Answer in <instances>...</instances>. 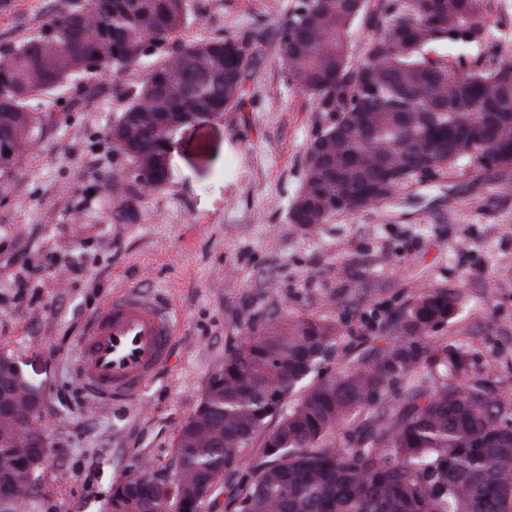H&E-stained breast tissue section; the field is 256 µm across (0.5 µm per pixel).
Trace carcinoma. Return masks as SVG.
I'll use <instances>...</instances> for the list:
<instances>
[{
	"instance_id": "1",
	"label": "carcinoma",
	"mask_w": 512,
	"mask_h": 512,
	"mask_svg": "<svg viewBox=\"0 0 512 512\" xmlns=\"http://www.w3.org/2000/svg\"><path fill=\"white\" fill-rule=\"evenodd\" d=\"M196 13L195 0H64L26 36L0 42V175L54 122L44 97L87 91L98 67L120 79L150 59L106 133L125 162L124 179L106 181L125 211L165 188L183 123L243 104L264 36L187 42ZM359 22L370 34L353 64ZM276 34L288 86L326 120L288 223L313 230L450 169L512 176V59L438 55L485 45L487 0H293ZM461 303L457 291L423 288L378 336L314 313L250 326L176 438L180 486L213 493L203 507L185 495L175 512L212 509L224 471L254 446L260 460L225 502L231 512H512V380L472 373L471 350L436 335ZM345 335L362 349L321 376ZM13 363L0 353V391L15 402L0 412V512L26 497L20 477L38 470L45 436L34 408L43 393ZM158 484L116 481L112 512H156Z\"/></svg>"
}]
</instances>
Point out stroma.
Masks as SVG:
<instances>
[{
  "label": "stroma",
  "instance_id": "1",
  "mask_svg": "<svg viewBox=\"0 0 512 512\" xmlns=\"http://www.w3.org/2000/svg\"><path fill=\"white\" fill-rule=\"evenodd\" d=\"M291 3L198 0L202 17L184 39L263 28L257 68L243 109L182 129L170 184L141 194L132 215L100 179L113 170L105 133L138 69L118 83L100 75L73 111L48 101L54 123L0 175V352L42 385L57 450L33 512H110L113 483L142 461L169 479L179 426L208 377L249 324L274 314L314 312L354 328L420 288H449L463 303L438 336L481 362L490 345L512 351V180L454 170L312 232L288 223L306 147L324 125L284 83L274 31ZM47 6L14 0L0 11V41L23 37ZM360 288L366 299L346 316ZM128 289L166 308L172 358L138 396L96 407L76 375V341Z\"/></svg>",
  "mask_w": 512,
  "mask_h": 512
}]
</instances>
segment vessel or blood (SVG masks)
<instances>
[{
  "label": "vessel or blood",
  "mask_w": 512,
  "mask_h": 512,
  "mask_svg": "<svg viewBox=\"0 0 512 512\" xmlns=\"http://www.w3.org/2000/svg\"><path fill=\"white\" fill-rule=\"evenodd\" d=\"M173 330L165 310L130 290L102 305L78 340L76 373L96 406L135 395L169 360Z\"/></svg>",
  "instance_id": "obj_1"
}]
</instances>
